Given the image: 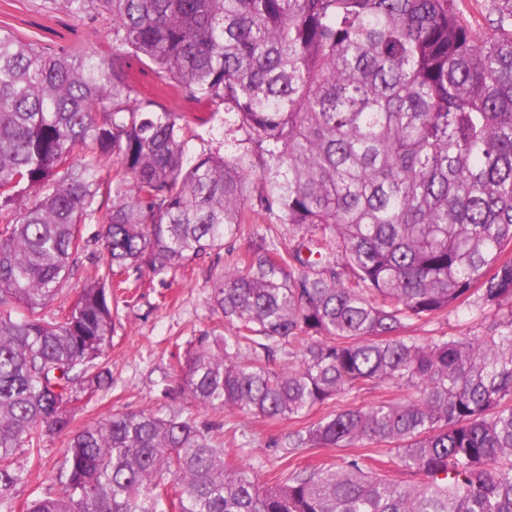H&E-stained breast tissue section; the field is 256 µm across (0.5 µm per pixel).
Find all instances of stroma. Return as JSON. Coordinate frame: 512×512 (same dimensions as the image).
I'll return each instance as SVG.
<instances>
[{"instance_id":"1","label":"stroma","mask_w":512,"mask_h":512,"mask_svg":"<svg viewBox=\"0 0 512 512\" xmlns=\"http://www.w3.org/2000/svg\"><path fill=\"white\" fill-rule=\"evenodd\" d=\"M33 0H0V20L13 24L38 19L43 28L63 34L66 41L79 47L105 48L104 36L67 32L65 16L59 13L34 15ZM166 100L177 111L197 119V131L213 152L234 159L248 174L249 197H256L259 171L254 147L242 141L240 133L230 131L223 114L213 113L209 105L169 91ZM211 290L202 269L159 274L153 285L128 295L119 306V319L112 341L106 345L98 362L110 369L112 386L101 392L77 412L71 427L80 429L108 418L119 411H153L161 414H192L199 420L223 424L225 430L237 432L236 446L227 448V455L245 465H253L262 474L279 475L289 465L312 467L336 460L330 450H305L289 455L278 445L289 430L308 425V418L281 422H262L241 415L230 416L219 411L195 406L180 393L169 369L168 352L172 345L188 348L201 331L221 327L223 319L210 303ZM485 321L467 307L448 313L446 317L417 326L410 325L411 336H480ZM68 434L44 439L34 456L19 453L17 464L23 479L12 490L14 512H27L30 502L41 496L52 484L60 466Z\"/></svg>"}]
</instances>
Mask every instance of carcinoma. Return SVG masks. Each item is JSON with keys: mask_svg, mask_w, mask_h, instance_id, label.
<instances>
[{"mask_svg": "<svg viewBox=\"0 0 512 512\" xmlns=\"http://www.w3.org/2000/svg\"><path fill=\"white\" fill-rule=\"evenodd\" d=\"M109 49L0 23V512L18 452L70 428L112 386L96 363L112 302L142 272L207 265L232 327L171 353L211 410L283 421L380 383L407 395L288 432L303 448L380 449L270 485L229 460L220 426L114 413L72 432L28 512H512V0L495 29L456 0H36ZM233 118L261 151V236L231 267L246 177L195 120L129 80ZM100 224V277L55 314ZM471 300L483 336H406ZM304 342L299 366L273 368ZM394 466L409 483L379 473ZM127 71L129 79L134 82L144 94L152 95L156 93L154 78L136 59L129 60L127 63Z\"/></svg>", "mask_w": 512, "mask_h": 512, "instance_id": "1", "label": "carcinoma"}]
</instances>
